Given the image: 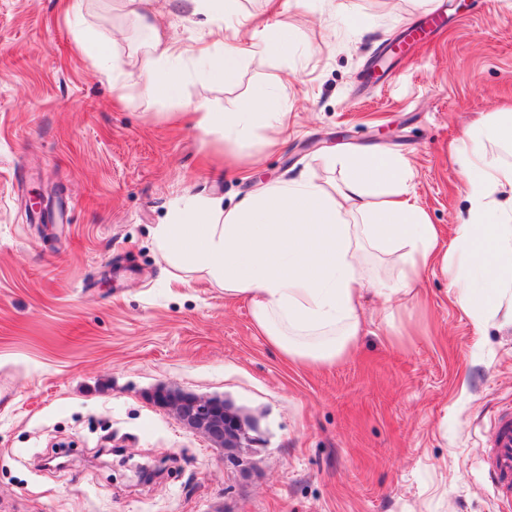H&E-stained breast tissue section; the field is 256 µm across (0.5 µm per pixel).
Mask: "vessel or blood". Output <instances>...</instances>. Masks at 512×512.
Segmentation results:
<instances>
[{"mask_svg": "<svg viewBox=\"0 0 512 512\" xmlns=\"http://www.w3.org/2000/svg\"><path fill=\"white\" fill-rule=\"evenodd\" d=\"M491 427L492 436L480 451L482 470L500 512H512V405L496 412Z\"/></svg>", "mask_w": 512, "mask_h": 512, "instance_id": "vessel-or-blood-1", "label": "vessel or blood"}]
</instances>
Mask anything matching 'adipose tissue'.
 <instances>
[{
    "label": "adipose tissue",
    "instance_id": "ef3b65f1",
    "mask_svg": "<svg viewBox=\"0 0 512 512\" xmlns=\"http://www.w3.org/2000/svg\"><path fill=\"white\" fill-rule=\"evenodd\" d=\"M188 2L193 13L211 15L213 46L191 53L155 36L138 72L113 80V89L132 83L150 98L177 102L184 59L204 64L212 82L231 86L257 57L291 43L285 22L225 34L222 16L236 0ZM193 121L236 143L260 129L284 135L288 112L280 93L266 87L221 112L197 108ZM502 142L512 143L511 112L490 113L462 131L467 205L448 248L410 196L407 163L383 152L346 158L337 190L300 174L230 209L218 200L185 198L159 225L157 245L175 273L203 274L226 297L246 301L259 332L294 363H336L361 330L365 294L387 304L406 299L436 263L452 269L455 301L479 323L500 310L512 289V162L486 152Z\"/></svg>",
    "mask_w": 512,
    "mask_h": 512
}]
</instances>
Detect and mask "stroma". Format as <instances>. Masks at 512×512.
I'll list each match as a JSON object with an SVG mask.
<instances>
[{
  "instance_id": "35a3bbf8",
  "label": "stroma",
  "mask_w": 512,
  "mask_h": 512,
  "mask_svg": "<svg viewBox=\"0 0 512 512\" xmlns=\"http://www.w3.org/2000/svg\"><path fill=\"white\" fill-rule=\"evenodd\" d=\"M448 25L394 59L407 28ZM283 21L288 51L230 87L186 62L178 105L124 94L152 33L116 0H0V512H497L479 447L512 402V326L475 323L433 265L418 298H369L333 365L293 364L248 305L172 277L154 241L176 202L233 207L304 173L340 187L350 153L404 158L409 188L453 243L462 130L512 111V0H240L237 27ZM162 35L209 40L208 16L159 0ZM109 45L93 65L75 28ZM280 87L288 137L229 144L193 123ZM177 388L255 418L252 466L153 402Z\"/></svg>"
}]
</instances>
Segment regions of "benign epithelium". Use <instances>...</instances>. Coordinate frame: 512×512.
Listing matches in <instances>:
<instances>
[{"label": "benign epithelium", "mask_w": 512, "mask_h": 512, "mask_svg": "<svg viewBox=\"0 0 512 512\" xmlns=\"http://www.w3.org/2000/svg\"><path fill=\"white\" fill-rule=\"evenodd\" d=\"M161 408L179 412L181 424L192 430H206L209 443L224 453V464L239 466L243 457L256 442L253 432L258 430L257 421L249 423L235 415V408L221 398H200L175 389H161L153 396Z\"/></svg>", "instance_id": "1"}]
</instances>
